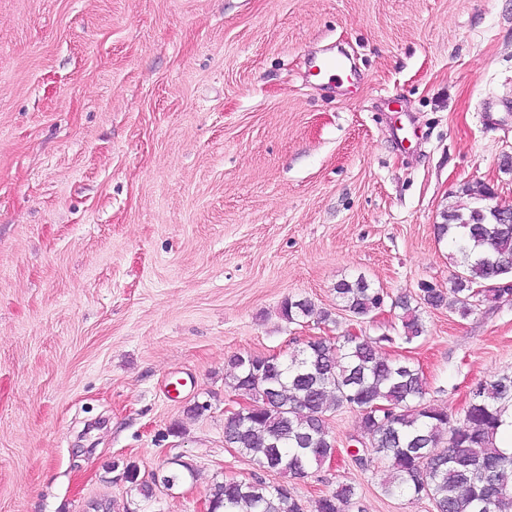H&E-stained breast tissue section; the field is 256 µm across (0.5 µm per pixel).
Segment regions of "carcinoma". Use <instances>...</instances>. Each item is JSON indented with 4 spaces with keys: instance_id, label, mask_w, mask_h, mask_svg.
Here are the masks:
<instances>
[{
    "instance_id": "carcinoma-1",
    "label": "carcinoma",
    "mask_w": 512,
    "mask_h": 512,
    "mask_svg": "<svg viewBox=\"0 0 512 512\" xmlns=\"http://www.w3.org/2000/svg\"><path fill=\"white\" fill-rule=\"evenodd\" d=\"M466 192L475 206L464 214L448 210L438 224L448 237L458 271L450 286L423 282L418 298L432 308H447L465 318L479 297L512 298L502 284L512 278V223L494 224L484 216L483 188ZM342 308L365 320L383 311L384 289L366 278L343 279L334 288ZM392 306L401 310L400 336L410 344L425 333L419 307L408 299ZM282 314L326 322L327 311L307 298L287 299ZM348 335L341 340L318 338L291 354L268 358L235 355L230 359L227 387L235 396L257 399L262 407L243 417L224 420V440L250 457L259 469L300 478L313 466L331 460L335 439L327 425L329 413L347 408L362 418L369 447L351 454L365 470L370 456L389 462L380 487L387 496L425 498L434 512H512V453L494 446L503 410L512 406V375L480 382L470 391L460 419L424 402L421 371L407 360L381 357L375 344L397 339ZM356 487L341 483L314 500L312 512H353ZM212 512H305L288 484L269 485L226 477L210 492Z\"/></svg>"
}]
</instances>
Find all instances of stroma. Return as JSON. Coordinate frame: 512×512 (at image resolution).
Masks as SVG:
<instances>
[{
    "mask_svg": "<svg viewBox=\"0 0 512 512\" xmlns=\"http://www.w3.org/2000/svg\"><path fill=\"white\" fill-rule=\"evenodd\" d=\"M325 54L349 83L314 77ZM510 157L512 0H0V512H200L224 477L280 483L224 444L230 358L393 334L336 282L447 287L441 215L475 185L512 205ZM305 297L330 320H286ZM421 313L378 353L462 418L512 374V300ZM328 427L295 498L343 482L363 512H434L352 463L358 413Z\"/></svg>",
    "mask_w": 512,
    "mask_h": 512,
    "instance_id": "1",
    "label": "stroma"
}]
</instances>
